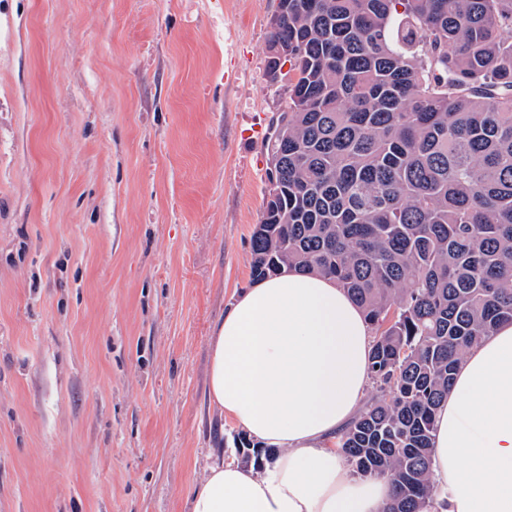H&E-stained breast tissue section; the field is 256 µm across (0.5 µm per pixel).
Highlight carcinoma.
I'll list each match as a JSON object with an SVG mask.
<instances>
[{
    "instance_id": "obj_1",
    "label": "carcinoma",
    "mask_w": 512,
    "mask_h": 512,
    "mask_svg": "<svg viewBox=\"0 0 512 512\" xmlns=\"http://www.w3.org/2000/svg\"><path fill=\"white\" fill-rule=\"evenodd\" d=\"M267 75L288 104L251 277L330 276L362 308L372 390L336 447L390 479L386 512H426L437 408L512 321V0H288Z\"/></svg>"
}]
</instances>
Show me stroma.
Returning <instances> with one entry per match:
<instances>
[{
  "label": "stroma",
  "mask_w": 512,
  "mask_h": 512,
  "mask_svg": "<svg viewBox=\"0 0 512 512\" xmlns=\"http://www.w3.org/2000/svg\"><path fill=\"white\" fill-rule=\"evenodd\" d=\"M278 0H0V512H187L241 429Z\"/></svg>",
  "instance_id": "1"
}]
</instances>
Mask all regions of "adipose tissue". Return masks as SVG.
I'll list each match as a JSON object with an SVG mask.
<instances>
[{"mask_svg": "<svg viewBox=\"0 0 512 512\" xmlns=\"http://www.w3.org/2000/svg\"><path fill=\"white\" fill-rule=\"evenodd\" d=\"M372 330L334 279L293 269L242 290L212 332L208 399L278 454L206 466L189 512H385L388 478L334 443L369 388ZM427 512H512V323L471 347L436 417Z\"/></svg>", "mask_w": 512, "mask_h": 512, "instance_id": "1", "label": "adipose tissue"}]
</instances>
